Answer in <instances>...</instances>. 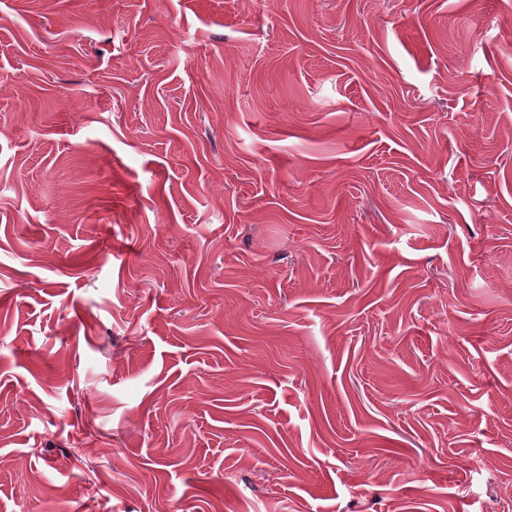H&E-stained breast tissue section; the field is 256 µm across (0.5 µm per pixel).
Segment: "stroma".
<instances>
[{
    "label": "stroma",
    "instance_id": "stroma-1",
    "mask_svg": "<svg viewBox=\"0 0 512 512\" xmlns=\"http://www.w3.org/2000/svg\"><path fill=\"white\" fill-rule=\"evenodd\" d=\"M511 9L0 0V512H512Z\"/></svg>",
    "mask_w": 512,
    "mask_h": 512
}]
</instances>
